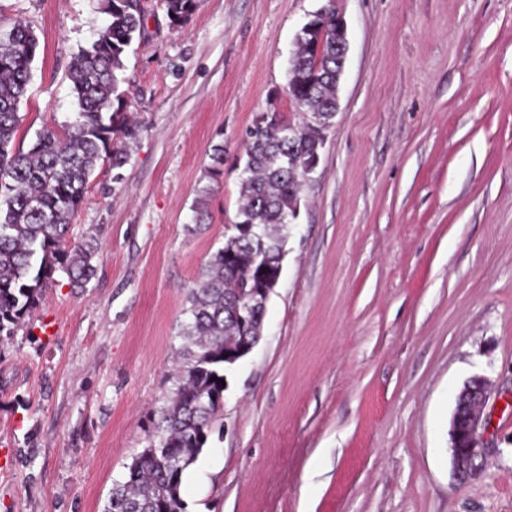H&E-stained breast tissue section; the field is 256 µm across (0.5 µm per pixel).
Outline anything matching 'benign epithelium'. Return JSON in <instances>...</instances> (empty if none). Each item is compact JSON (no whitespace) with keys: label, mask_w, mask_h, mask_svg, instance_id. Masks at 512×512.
<instances>
[{"label":"benign epithelium","mask_w":512,"mask_h":512,"mask_svg":"<svg viewBox=\"0 0 512 512\" xmlns=\"http://www.w3.org/2000/svg\"><path fill=\"white\" fill-rule=\"evenodd\" d=\"M319 16L329 23L332 45L336 48V63L345 65L348 53L347 24L337 10L324 8ZM274 287L252 290L248 301L240 308L243 313L256 310L266 311ZM494 391L484 376L470 378L457 394L451 422V455L455 474L462 482L477 477L479 467L476 460L488 448L487 417L485 409L492 399Z\"/></svg>","instance_id":"1"}]
</instances>
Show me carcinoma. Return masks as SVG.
I'll return each instance as SVG.
<instances>
[{
	"label": "carcinoma",
	"instance_id": "1",
	"mask_svg": "<svg viewBox=\"0 0 512 512\" xmlns=\"http://www.w3.org/2000/svg\"><path fill=\"white\" fill-rule=\"evenodd\" d=\"M108 23L91 46L69 65L71 90L78 104L64 134L53 128L38 133L28 152L14 149L18 105L26 93L31 64L39 48L35 31L17 21L0 33V337L11 336L36 308L56 271L83 288L94 277L95 240L73 244L70 221L84 199L90 177L105 158L118 169L125 153L118 141L135 128L125 114L119 72L145 14L140 0H100ZM175 25L184 23L199 0H164ZM299 69H291L287 94L305 112H321L336 93V51L329 37L314 28L298 43ZM281 112L257 114L242 135L244 163L238 224L253 234L224 242L211 255L198 287L191 290L188 320L176 387L153 424L155 442L143 449L117 482L102 512H185L181 496L184 471L194 464L224 407V351L246 336L234 312L239 295L274 274L284 248L282 228L297 216L299 168L315 143H324L330 119L318 127L294 126ZM224 145L212 148L208 177L223 174ZM268 263H253L256 252Z\"/></svg>",
	"mask_w": 512,
	"mask_h": 512
}]
</instances>
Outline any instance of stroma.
<instances>
[{"instance_id": "stroma-1", "label": "stroma", "mask_w": 512, "mask_h": 512, "mask_svg": "<svg viewBox=\"0 0 512 512\" xmlns=\"http://www.w3.org/2000/svg\"><path fill=\"white\" fill-rule=\"evenodd\" d=\"M121 73L138 125L71 220L83 289L55 272L0 341V512H101L171 394L187 297L240 205L242 134L285 94L321 0H200L181 26L143 0ZM339 110L287 228L263 335L228 376L187 512H512V0H338ZM40 40L14 146L63 130L68 65L99 0H0ZM224 171L209 181L210 152ZM210 185L196 226L198 191ZM482 375L492 442L458 481L450 421Z\"/></svg>"}]
</instances>
